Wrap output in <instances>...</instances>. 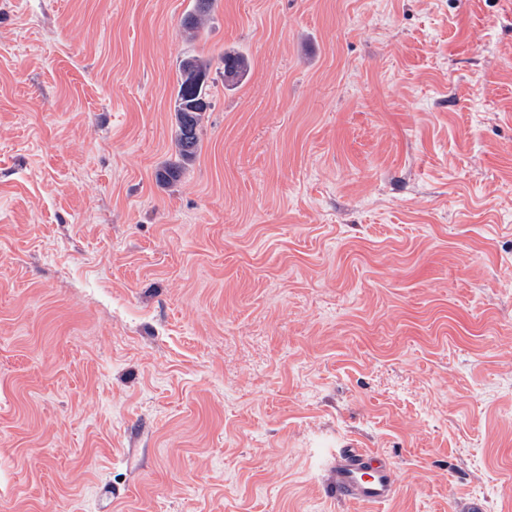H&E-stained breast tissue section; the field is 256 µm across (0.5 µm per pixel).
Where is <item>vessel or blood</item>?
I'll return each instance as SVG.
<instances>
[{"label": "vessel or blood", "instance_id": "1", "mask_svg": "<svg viewBox=\"0 0 512 512\" xmlns=\"http://www.w3.org/2000/svg\"><path fill=\"white\" fill-rule=\"evenodd\" d=\"M398 483L392 461L371 448L339 449L328 477V486L337 498L364 507L392 499Z\"/></svg>", "mask_w": 512, "mask_h": 512}]
</instances>
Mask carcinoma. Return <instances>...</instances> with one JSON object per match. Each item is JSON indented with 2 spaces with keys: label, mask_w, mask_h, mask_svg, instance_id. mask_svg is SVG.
I'll use <instances>...</instances> for the list:
<instances>
[{
  "label": "carcinoma",
  "mask_w": 512,
  "mask_h": 512,
  "mask_svg": "<svg viewBox=\"0 0 512 512\" xmlns=\"http://www.w3.org/2000/svg\"><path fill=\"white\" fill-rule=\"evenodd\" d=\"M216 0H195L193 11L183 23V33L189 39L197 38L205 30ZM224 83L235 84L242 80L249 69V62L243 56L224 52ZM176 93L173 103L175 130L172 142L174 157L156 171V181L169 185L180 180L197 158L200 150V132L206 112L212 108L209 98L211 61L201 55H188L178 63Z\"/></svg>",
  "instance_id": "cac0c4a2"
}]
</instances>
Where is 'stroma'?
<instances>
[{"instance_id": "35a3bbf8", "label": "stroma", "mask_w": 512, "mask_h": 512, "mask_svg": "<svg viewBox=\"0 0 512 512\" xmlns=\"http://www.w3.org/2000/svg\"><path fill=\"white\" fill-rule=\"evenodd\" d=\"M193 6L0 0V512H512V0ZM216 0H195L193 11L183 23V33L188 39H196L205 30L214 9ZM224 65V84H235L242 80L249 69V62L243 56L231 52H224L222 57ZM211 61L201 55H188L178 63L176 93L173 103L175 130L172 142L174 158L156 171V181L169 185L180 180L197 158L200 132L206 112L212 108L208 89L211 81ZM327 483L337 498L367 507L392 499L399 476L392 461L381 452L371 448H340Z\"/></svg>"}]
</instances>
